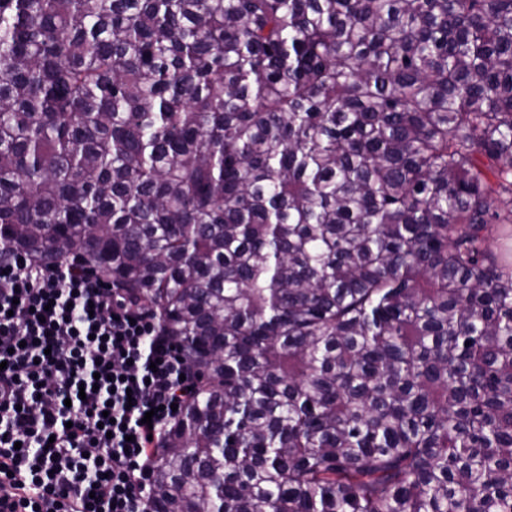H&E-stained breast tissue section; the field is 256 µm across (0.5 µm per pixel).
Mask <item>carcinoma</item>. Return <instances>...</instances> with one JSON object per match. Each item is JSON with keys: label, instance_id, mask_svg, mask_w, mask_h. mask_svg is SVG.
Returning <instances> with one entry per match:
<instances>
[{"label": "carcinoma", "instance_id": "carcinoma-1", "mask_svg": "<svg viewBox=\"0 0 512 512\" xmlns=\"http://www.w3.org/2000/svg\"><path fill=\"white\" fill-rule=\"evenodd\" d=\"M157 309L151 512H512V0H0V257Z\"/></svg>", "mask_w": 512, "mask_h": 512}]
</instances>
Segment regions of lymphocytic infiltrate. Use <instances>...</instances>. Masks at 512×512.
Returning <instances> with one entry per match:
<instances>
[{"label":"lymphocytic infiltrate","instance_id":"1","mask_svg":"<svg viewBox=\"0 0 512 512\" xmlns=\"http://www.w3.org/2000/svg\"><path fill=\"white\" fill-rule=\"evenodd\" d=\"M186 371L156 310L76 259L0 260V512H149Z\"/></svg>","mask_w":512,"mask_h":512}]
</instances>
